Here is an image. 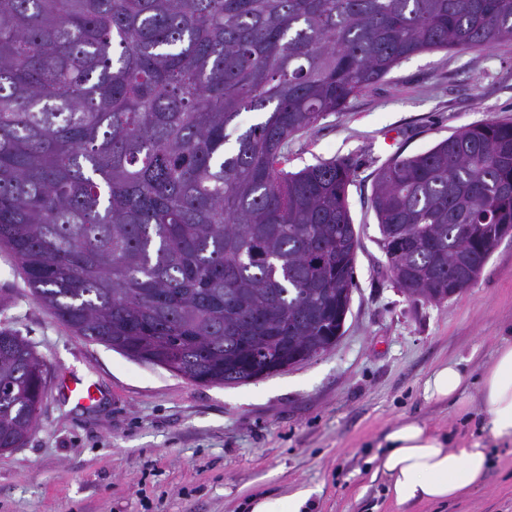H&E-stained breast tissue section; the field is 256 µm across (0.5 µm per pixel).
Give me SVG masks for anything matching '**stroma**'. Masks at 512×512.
Returning <instances> with one entry per match:
<instances>
[{"mask_svg": "<svg viewBox=\"0 0 512 512\" xmlns=\"http://www.w3.org/2000/svg\"><path fill=\"white\" fill-rule=\"evenodd\" d=\"M512 123V42L403 60L342 112L288 143V168L356 163L348 188L360 245L344 334L331 350L235 386L199 385L72 333L32 296L0 249V328L25 338L50 385L33 434L0 452V512H250L254 499L310 490L307 512H512V445L492 443L478 381L512 337V234L471 288L439 303L395 286L371 208L377 170L470 125ZM455 363L460 403L427 398ZM95 384L78 406L57 381ZM406 418L460 444H489L485 482L463 498L397 504L378 475L379 444Z\"/></svg>", "mask_w": 512, "mask_h": 512, "instance_id": "35a3bbf8", "label": "stroma"}]
</instances>
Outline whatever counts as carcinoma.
<instances>
[{"mask_svg": "<svg viewBox=\"0 0 512 512\" xmlns=\"http://www.w3.org/2000/svg\"><path fill=\"white\" fill-rule=\"evenodd\" d=\"M508 41L512 0H0V248L73 333L190 382L312 359L350 310L355 169L290 172L288 139L415 54ZM371 206L403 293L466 290L512 229V123L393 158ZM46 386L1 328L0 451Z\"/></svg>", "mask_w": 512, "mask_h": 512, "instance_id": "1", "label": "carcinoma"}]
</instances>
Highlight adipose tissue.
Here are the masks:
<instances>
[{
    "mask_svg": "<svg viewBox=\"0 0 512 512\" xmlns=\"http://www.w3.org/2000/svg\"><path fill=\"white\" fill-rule=\"evenodd\" d=\"M487 425L496 442L512 444V343L502 345L479 379ZM381 469L397 504L446 502L481 485L490 467L488 448L459 447L414 419L392 426L383 438Z\"/></svg>",
    "mask_w": 512,
    "mask_h": 512,
    "instance_id": "ef3b65f1",
    "label": "adipose tissue"
}]
</instances>
